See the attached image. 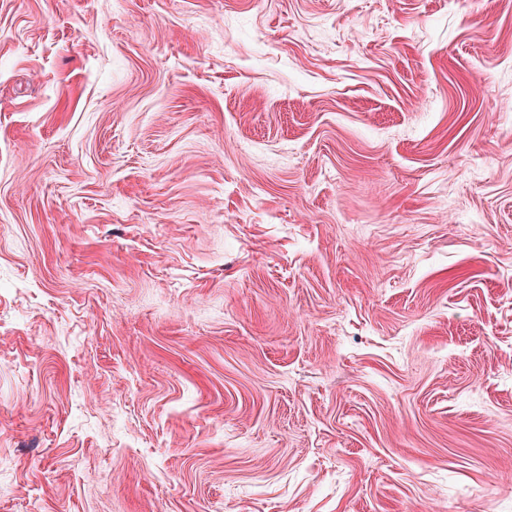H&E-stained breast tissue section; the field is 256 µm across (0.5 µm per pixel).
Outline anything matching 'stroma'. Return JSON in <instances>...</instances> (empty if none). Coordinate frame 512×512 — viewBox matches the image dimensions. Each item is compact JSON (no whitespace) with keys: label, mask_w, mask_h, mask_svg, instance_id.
Returning a JSON list of instances; mask_svg holds the SVG:
<instances>
[{"label":"stroma","mask_w":512,"mask_h":512,"mask_svg":"<svg viewBox=\"0 0 512 512\" xmlns=\"http://www.w3.org/2000/svg\"><path fill=\"white\" fill-rule=\"evenodd\" d=\"M0 512H512V0H0Z\"/></svg>","instance_id":"35a3bbf8"}]
</instances>
